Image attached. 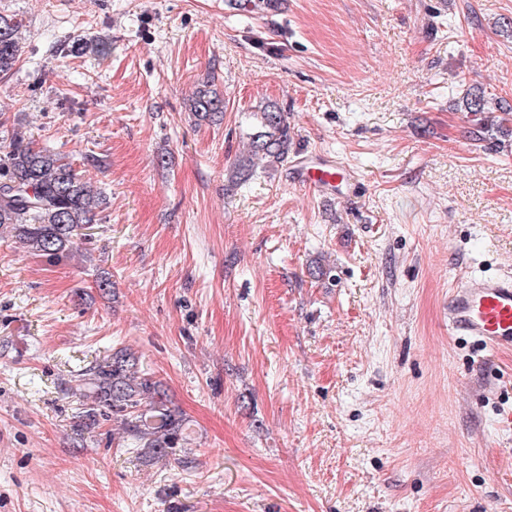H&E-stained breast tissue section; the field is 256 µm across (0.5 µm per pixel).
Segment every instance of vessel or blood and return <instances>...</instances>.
<instances>
[{
	"instance_id": "obj_1",
	"label": "vessel or blood",
	"mask_w": 512,
	"mask_h": 512,
	"mask_svg": "<svg viewBox=\"0 0 512 512\" xmlns=\"http://www.w3.org/2000/svg\"><path fill=\"white\" fill-rule=\"evenodd\" d=\"M300 185L339 197L352 186V175L325 160L298 175ZM448 326L453 333L475 339L483 347L512 346V276L474 275L452 289L448 297Z\"/></svg>"
}]
</instances>
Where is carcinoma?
<instances>
[{"label":"carcinoma","instance_id":"carcinoma-1","mask_svg":"<svg viewBox=\"0 0 512 512\" xmlns=\"http://www.w3.org/2000/svg\"><path fill=\"white\" fill-rule=\"evenodd\" d=\"M237 10L263 14L279 9L280 0H228ZM20 21L0 15V75L9 74L21 53ZM192 112L200 122L224 115V97L209 84L192 98ZM500 116L492 115L484 91L469 89L460 111L472 133L482 140L512 120V107L496 103ZM290 128L285 112L269 102L257 112L249 134L248 152L241 157L231 183L248 179L255 161L274 169L288 156ZM101 194L66 158L38 146L32 139L14 137L0 153V231L9 230L31 250L52 261L68 256L86 240L84 230L97 223ZM83 389L77 415V432L84 435L101 422L121 421L126 441L148 461L173 468L191 464L181 448L185 431L182 415L171 406L161 381L145 371L138 356L116 348L79 374Z\"/></svg>","mask_w":512,"mask_h":512}]
</instances>
